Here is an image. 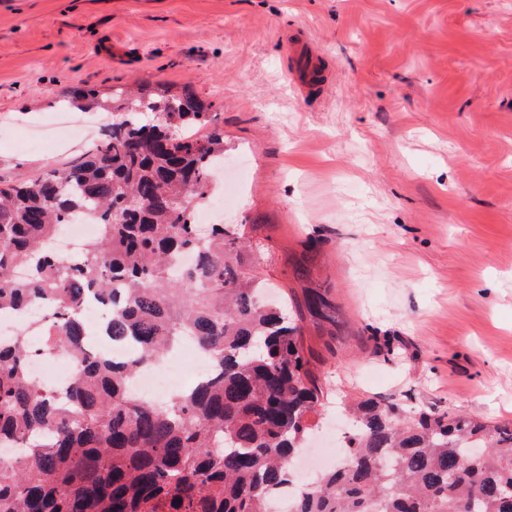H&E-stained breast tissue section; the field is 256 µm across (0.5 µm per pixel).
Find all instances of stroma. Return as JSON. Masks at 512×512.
I'll use <instances>...</instances> for the list:
<instances>
[{"instance_id": "1", "label": "stroma", "mask_w": 512, "mask_h": 512, "mask_svg": "<svg viewBox=\"0 0 512 512\" xmlns=\"http://www.w3.org/2000/svg\"><path fill=\"white\" fill-rule=\"evenodd\" d=\"M190 87L224 131L214 219L304 320L326 422L399 397L512 422V0H0V179L80 157L75 88ZM304 305L309 316L314 320L330 322L334 318L335 305L317 289H307Z\"/></svg>"}]
</instances>
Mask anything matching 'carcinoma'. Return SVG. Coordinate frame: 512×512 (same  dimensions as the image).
Returning <instances> with one entry per match:
<instances>
[{
    "label": "carcinoma",
    "instance_id": "cac0c4a2",
    "mask_svg": "<svg viewBox=\"0 0 512 512\" xmlns=\"http://www.w3.org/2000/svg\"><path fill=\"white\" fill-rule=\"evenodd\" d=\"M64 102L112 121L81 159L0 180V312L49 299L48 348L70 351L63 397L28 371L25 333L0 338V442L27 452L0 467V512H269L326 401L306 357L304 313L261 299L240 224L200 236L224 132L190 89L142 83ZM99 224L84 260L49 248L69 217ZM185 253L189 268L178 266ZM27 275L18 278L15 269ZM109 306L103 337L136 349L118 363L83 351L85 302ZM307 314L336 307L307 289ZM213 360L209 378L162 403L130 386L179 342ZM347 462L297 489L293 512H512V424L404 400L346 408Z\"/></svg>",
    "mask_w": 512,
    "mask_h": 512
}]
</instances>
